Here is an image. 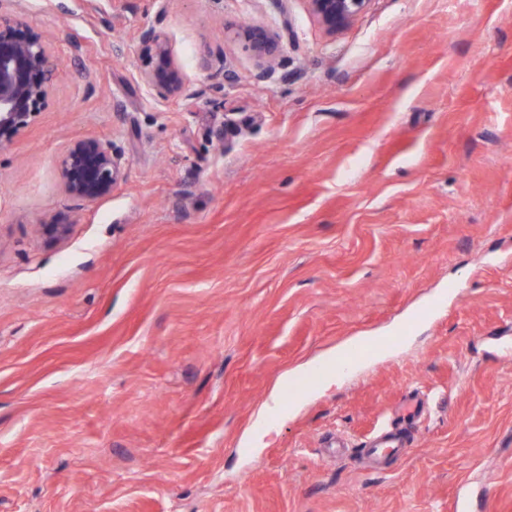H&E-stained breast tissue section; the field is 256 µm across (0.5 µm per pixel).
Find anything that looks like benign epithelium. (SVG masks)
Returning a JSON list of instances; mask_svg holds the SVG:
<instances>
[{
    "label": "benign epithelium",
    "instance_id": "benign-epithelium-1",
    "mask_svg": "<svg viewBox=\"0 0 512 512\" xmlns=\"http://www.w3.org/2000/svg\"><path fill=\"white\" fill-rule=\"evenodd\" d=\"M308 11L329 34L349 26L364 13L371 0H304ZM245 48L259 62L271 64L279 36L252 27L237 32ZM140 77L161 100L180 97L184 77L165 35L154 29L143 32L140 49ZM59 71L49 43L42 32L26 21L24 13L0 11V153L10 147L12 137L25 127L48 94ZM60 180L74 200L93 203L112 193L122 179L121 159L112 146L98 140H80L71 145L60 163ZM46 229L60 243L70 233V225L59 217L50 218Z\"/></svg>",
    "mask_w": 512,
    "mask_h": 512
}]
</instances>
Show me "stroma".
Masks as SVG:
<instances>
[{
  "label": "stroma",
  "instance_id": "35a3bbf8",
  "mask_svg": "<svg viewBox=\"0 0 512 512\" xmlns=\"http://www.w3.org/2000/svg\"><path fill=\"white\" fill-rule=\"evenodd\" d=\"M20 6L62 71L0 154V512H512V0H372L333 35L305 0ZM242 25L279 34L268 71ZM151 27L179 98L140 79ZM86 138L124 163L89 205L59 177ZM408 393L405 455L331 452Z\"/></svg>",
  "mask_w": 512,
  "mask_h": 512
}]
</instances>
